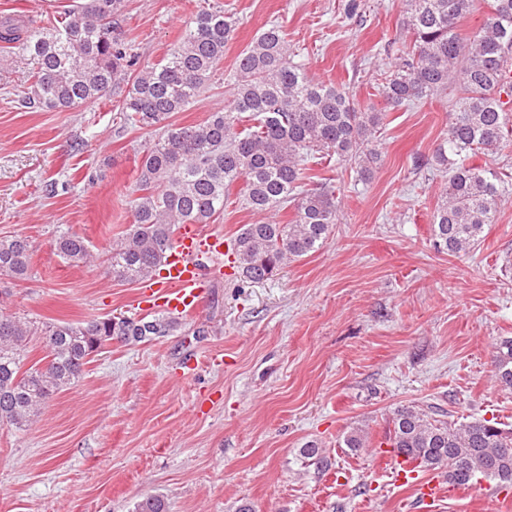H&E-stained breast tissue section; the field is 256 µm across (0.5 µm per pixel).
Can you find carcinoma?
<instances>
[{
  "instance_id": "carcinoma-1",
  "label": "carcinoma",
  "mask_w": 512,
  "mask_h": 512,
  "mask_svg": "<svg viewBox=\"0 0 512 512\" xmlns=\"http://www.w3.org/2000/svg\"><path fill=\"white\" fill-rule=\"evenodd\" d=\"M124 0H81L47 24L31 28L20 15L0 17V48L22 65L28 108L69 111L126 83L119 104L127 123L158 132L143 151L132 201L133 224L102 256L113 280L142 283L160 275L176 230L208 224L224 212L229 187L242 182L243 200L263 216L294 202L286 224L259 219L232 241L243 278L265 280L282 266L315 252L337 221L335 189L321 185L297 193L306 164L321 156L373 174L384 113L358 108L346 92L316 82L291 59L281 27L270 24L239 55L227 105L195 125L172 117L204 91L224 59L236 21L224 8L199 10L166 58L142 66L121 29ZM403 29L411 46L399 51L394 69L379 74L373 89L393 107L448 97V132L431 161L448 171L432 224L438 250L473 249L484 225L494 222L508 187L489 167L469 164L478 153L494 155L512 140V0H492L479 32L463 37L459 22L477 0H404ZM55 248L68 264L96 262L87 239L65 232ZM33 246L22 236L0 237V276L28 278ZM178 320L164 313L143 318L105 316L80 323L36 322L0 312V423L29 427L50 398L81 379L92 356L112 342L166 336ZM44 344V363L24 368L34 338ZM497 384L512 389V339L492 355ZM354 452L370 447L361 428L343 439ZM383 444L422 470L441 469L454 485L465 472L512 485V428L495 419L448 423L423 409L393 412ZM134 512H166L164 498L149 496Z\"/></svg>"
}]
</instances>
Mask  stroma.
Instances as JSON below:
<instances>
[{
  "label": "stroma",
  "instance_id": "1",
  "mask_svg": "<svg viewBox=\"0 0 512 512\" xmlns=\"http://www.w3.org/2000/svg\"><path fill=\"white\" fill-rule=\"evenodd\" d=\"M237 28L215 80L177 124L224 106L240 53L270 23L282 27L315 80L386 114L370 179L321 161L304 185L335 186L322 248L261 282L231 262L205 285L197 313L153 340L115 343L81 381L53 396L38 420L0 424V512H132L151 495L168 512H400L416 498L373 465L394 411L437 419L496 418L512 426V391L491 355L512 339V196L473 252L435 250L431 224L447 173L429 165L446 135L445 101L390 107L372 84L410 42L402 0H220ZM204 0H125L121 27L142 65L160 62ZM24 79L0 54V236L33 245L24 281L0 276V311L34 321L153 317L136 283L103 267H73L60 233L96 253L129 229L138 160L154 131L126 124L122 90L69 112L19 108ZM233 186L200 235L232 240L255 215ZM364 429L372 448L343 443ZM317 441L328 468L300 454Z\"/></svg>",
  "mask_w": 512,
  "mask_h": 512
}]
</instances>
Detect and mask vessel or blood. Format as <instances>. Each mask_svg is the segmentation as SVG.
Segmentation results:
<instances>
[{
	"instance_id": "obj_1",
	"label": "vessel or blood",
	"mask_w": 512,
	"mask_h": 512,
	"mask_svg": "<svg viewBox=\"0 0 512 512\" xmlns=\"http://www.w3.org/2000/svg\"><path fill=\"white\" fill-rule=\"evenodd\" d=\"M223 259V234L212 233L202 237L192 230H184L166 259L163 282H143L142 291L150 297L161 296V308L168 314L192 315L199 307L200 291L205 285L207 266H219ZM375 466L396 480H415L417 499L426 506L440 501L447 489L444 477L421 479L408 458L388 449L377 456Z\"/></svg>"
}]
</instances>
